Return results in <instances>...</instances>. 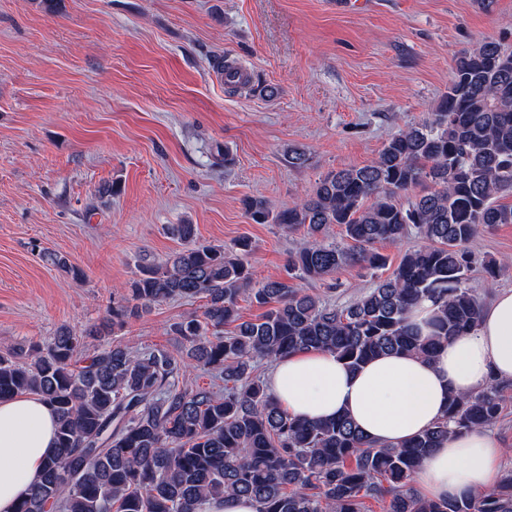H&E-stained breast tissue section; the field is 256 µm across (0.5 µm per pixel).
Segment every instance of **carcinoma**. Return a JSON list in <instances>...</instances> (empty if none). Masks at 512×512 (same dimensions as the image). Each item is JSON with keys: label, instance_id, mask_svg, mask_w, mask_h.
Instances as JSON below:
<instances>
[{"label": "carcinoma", "instance_id": "carcinoma-1", "mask_svg": "<svg viewBox=\"0 0 512 512\" xmlns=\"http://www.w3.org/2000/svg\"><path fill=\"white\" fill-rule=\"evenodd\" d=\"M512 49L489 39L457 57L436 111L408 124L361 167L331 171L313 194L273 211L244 202L249 219L306 230L288 258V277L253 283L251 243L229 249L196 241L176 224L183 248L163 265L146 263L87 330L107 336L172 298L205 300L200 316L172 325L185 354L106 342L87 351L62 326L46 348L0 353V399L32 394L56 416V456L16 512H196L226 493L253 499L257 512H512V470L495 488L432 501L411 487L423 458L450 435L495 425L508 385L450 394L448 411L416 437L378 446L346 416L314 423L292 416L256 374L263 360L325 350L348 368L387 353L434 358L448 339L474 330L484 304L465 286L470 244L480 230L512 224ZM338 224L349 245L324 240ZM413 232L422 244L393 274L346 305L310 294L295 280H323L343 265L378 270L379 242ZM266 309L245 320L239 300ZM432 303L420 332L409 320ZM197 367L224 391L180 384Z\"/></svg>", "mask_w": 512, "mask_h": 512}]
</instances>
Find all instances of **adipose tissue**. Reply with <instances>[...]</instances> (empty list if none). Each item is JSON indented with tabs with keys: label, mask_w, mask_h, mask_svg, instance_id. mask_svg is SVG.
<instances>
[{
	"label": "adipose tissue",
	"mask_w": 512,
	"mask_h": 512,
	"mask_svg": "<svg viewBox=\"0 0 512 512\" xmlns=\"http://www.w3.org/2000/svg\"><path fill=\"white\" fill-rule=\"evenodd\" d=\"M512 380V291L499 292L474 332L456 337L436 361L386 355L356 370L312 350L278 359L269 387L291 415L311 420L351 416L375 443L411 438L440 419L449 393L467 395L489 378ZM56 418L37 396L0 400V512H14L55 451ZM506 453L486 430L451 436L423 461L419 490L442 500L497 484Z\"/></svg>",
	"instance_id": "obj_1"
}]
</instances>
